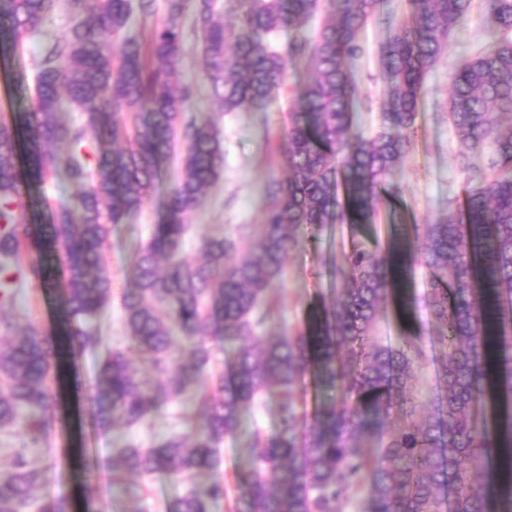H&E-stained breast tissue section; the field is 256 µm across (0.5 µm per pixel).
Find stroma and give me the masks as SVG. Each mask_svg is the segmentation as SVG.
Returning a JSON list of instances; mask_svg holds the SVG:
<instances>
[{
	"label": "stroma",
	"instance_id": "35a3bbf8",
	"mask_svg": "<svg viewBox=\"0 0 512 512\" xmlns=\"http://www.w3.org/2000/svg\"><path fill=\"white\" fill-rule=\"evenodd\" d=\"M386 35L382 18L374 17L360 36L364 53L356 63V75L368 97L360 112V123L369 134L379 126L384 103L378 50ZM486 42L485 17L476 7L465 28L451 39L444 59L426 78L419 100L414 146L390 176L391 182L402 189L400 199H381L374 224L361 233H353L345 224H332L322 231L318 244L290 253L287 277L274 296L281 320L267 326L266 335L280 333L285 327L292 331L303 329L316 308L334 300L336 281L332 269L351 242H360L370 249L386 246L392 224H425L446 213L449 203H463L465 176L455 165L461 143L448 121V79L461 57L477 53ZM38 49L36 42L26 41L23 51L9 63L0 62V121L10 120L13 113L29 106ZM181 73L185 83L198 89L194 111L200 119L216 123L224 137V173L211 187L203 208L188 219L190 231L183 254L192 261L198 256L203 236L221 234L244 241L256 237L268 205L266 184L271 178L283 177L287 169L280 144L291 92L283 90L261 123L251 112H218L204 79L201 55L191 36L186 39ZM160 203V197L151 198L133 224L113 227L103 259L113 289L122 288L132 244L146 239L150 225L158 219ZM427 278L426 270L418 267L408 280L412 299L409 314H399L392 305H385L379 325L383 343L396 344L400 336L409 332L424 339L431 336L434 326L426 308ZM99 363V355L88 352L77 358L62 357L53 370L58 423L36 451L48 468L46 489L51 494L71 498L77 512H97L107 502L113 512H124L132 505L141 512H165L166 505L184 492V485L163 474L148 479L126 477L118 486L110 481L112 450L122 430L117 427L104 432L89 427L81 393L82 387L92 382ZM244 444V438L238 436L225 439L220 447L218 473L224 478L226 495L212 504L211 512H234L245 492L239 479L247 467L240 454ZM88 456L95 457L100 464L98 478L90 484L78 478L81 461Z\"/></svg>",
	"mask_w": 512,
	"mask_h": 512
}]
</instances>
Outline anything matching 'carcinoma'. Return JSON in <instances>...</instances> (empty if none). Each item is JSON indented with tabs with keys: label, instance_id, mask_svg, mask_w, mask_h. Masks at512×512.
Wrapping results in <instances>:
<instances>
[{
	"label": "carcinoma",
	"instance_id": "cac0c4a2",
	"mask_svg": "<svg viewBox=\"0 0 512 512\" xmlns=\"http://www.w3.org/2000/svg\"><path fill=\"white\" fill-rule=\"evenodd\" d=\"M57 0H0V57L28 39L39 44L31 104L0 123V431L45 443L62 355L104 351L86 402L93 424L134 428L174 403L190 402L173 431L148 448L113 449V469L189 481L167 512H210L226 492L215 476L224 438L270 388L285 396L280 427L254 429L243 451L250 468L235 512H345L351 491L370 479L368 512H512V0H483L487 46L461 58L450 77L449 116L462 144L464 204L393 237L375 251L353 246L336 265V299L304 330L259 335L278 312L290 252L327 224L372 223L386 180L414 146L424 80L466 23L473 0H407L379 50L385 82L380 130L358 127L362 91L353 62L360 31L385 0H326L327 19L310 33L320 0H64L72 24L44 30ZM193 17L205 79L224 113L267 112L302 63L282 135L288 175L268 185L269 206L255 241L202 239L200 261L182 256L186 218L224 171V139L190 112L181 81L184 20ZM151 23L149 35L134 17ZM283 30L291 32L286 42ZM80 114L76 122L65 117ZM491 155L489 167L478 158ZM177 157L165 211L133 251L121 291L131 348L152 377L134 371L126 350L102 335L112 278L102 264L114 224H129L159 190ZM57 177L75 189L52 209L32 185ZM415 265L428 271L435 332L429 358L419 336L392 347L375 335L386 302L412 305L403 288ZM62 276H57V270ZM33 285L61 305L56 335L21 314L7 315ZM235 351L224 371L204 376L214 346ZM434 361L444 395L432 417L416 394L417 371ZM312 378L334 397L311 413L297 407ZM378 439L372 457L367 442ZM0 471V512H70L63 496L39 492L45 469L26 448ZM453 489V500L447 491Z\"/></svg>",
	"mask_w": 512,
	"mask_h": 512
}]
</instances>
